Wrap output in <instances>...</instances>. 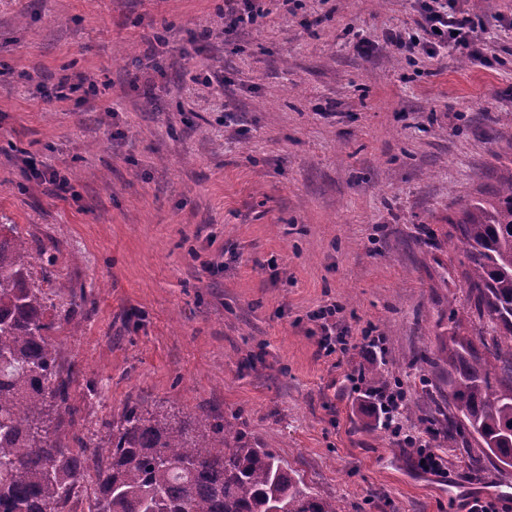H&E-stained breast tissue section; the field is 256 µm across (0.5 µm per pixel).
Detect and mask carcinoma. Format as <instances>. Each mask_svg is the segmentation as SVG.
Instances as JSON below:
<instances>
[{"mask_svg":"<svg viewBox=\"0 0 512 512\" xmlns=\"http://www.w3.org/2000/svg\"><path fill=\"white\" fill-rule=\"evenodd\" d=\"M504 185L449 221L470 306L441 342L448 438L478 445L472 462L496 469L512 468V173ZM38 260L58 256L0 224V512H64L78 492L89 512H340L244 431L207 416L128 404L104 438H52L54 421L77 409L57 369L56 305L31 281Z\"/></svg>","mask_w":512,"mask_h":512,"instance_id":"1","label":"carcinoma"}]
</instances>
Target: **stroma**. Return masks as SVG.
Here are the masks:
<instances>
[{
  "mask_svg": "<svg viewBox=\"0 0 512 512\" xmlns=\"http://www.w3.org/2000/svg\"><path fill=\"white\" fill-rule=\"evenodd\" d=\"M268 8L228 33L224 0H0V223L62 251L35 282L85 296L56 321L78 413L54 436L163 404L240 424L342 512L511 503L512 468L470 466L448 439L434 363L465 303L448 221L512 169V0H481L477 60L395 54L386 34L415 26V0ZM201 68L217 81L196 86ZM81 78L85 103L40 95ZM330 304L341 360L311 319ZM354 368L404 389L447 475L414 469Z\"/></svg>",
  "mask_w": 512,
  "mask_h": 512,
  "instance_id": "stroma-1",
  "label": "stroma"
}]
</instances>
